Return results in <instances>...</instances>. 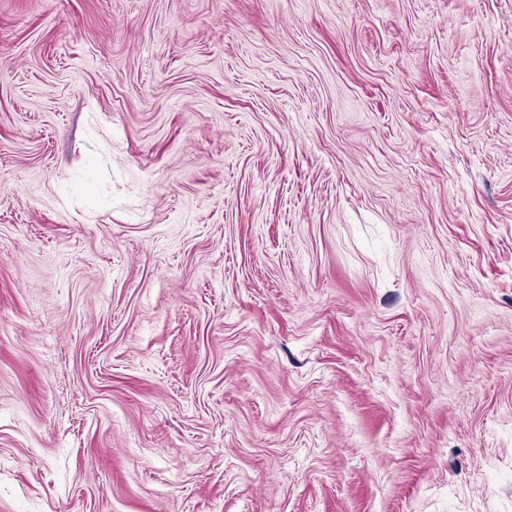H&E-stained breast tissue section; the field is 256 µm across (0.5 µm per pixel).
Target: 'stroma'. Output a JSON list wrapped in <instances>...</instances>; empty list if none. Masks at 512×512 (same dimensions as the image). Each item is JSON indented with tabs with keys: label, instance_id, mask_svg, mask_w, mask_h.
Wrapping results in <instances>:
<instances>
[{
	"label": "stroma",
	"instance_id": "35a3bbf8",
	"mask_svg": "<svg viewBox=\"0 0 512 512\" xmlns=\"http://www.w3.org/2000/svg\"><path fill=\"white\" fill-rule=\"evenodd\" d=\"M0 512H512V0H0Z\"/></svg>",
	"mask_w": 512,
	"mask_h": 512
}]
</instances>
